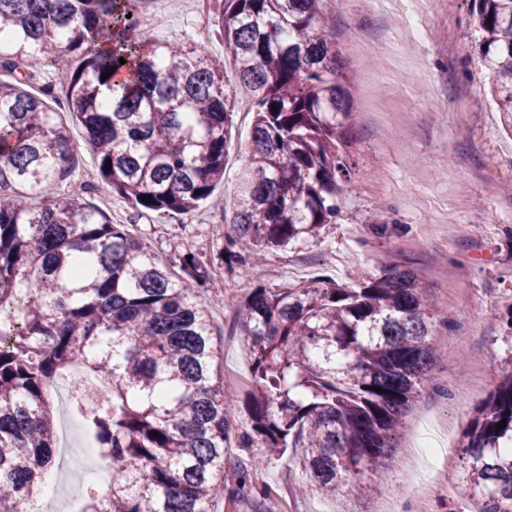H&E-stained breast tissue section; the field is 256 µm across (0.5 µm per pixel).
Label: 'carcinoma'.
I'll use <instances>...</instances> for the list:
<instances>
[{"label": "carcinoma", "mask_w": 512, "mask_h": 512, "mask_svg": "<svg viewBox=\"0 0 512 512\" xmlns=\"http://www.w3.org/2000/svg\"><path fill=\"white\" fill-rule=\"evenodd\" d=\"M146 2L0 0V307L20 305L15 322L0 324V512L35 501L56 447L52 386L66 375L79 390L76 367L109 384L107 399L78 396L74 410L112 473L106 499L87 485L76 512H212L224 487L230 404L220 348L185 281L218 301L224 284L194 256L173 276L146 234L75 198L29 203L64 180L74 150L47 103L51 86L33 87L46 60L103 188L136 211L188 214L224 179L233 127L224 63L155 43L142 28ZM324 2L218 0L235 85L254 101L230 200L225 250L235 257L263 256L336 221L353 135ZM469 4L477 54L512 128V0ZM243 316L253 382L244 398L264 447L301 449L323 498L350 475L380 478L431 379V336L448 324L418 275L392 265L355 288L258 287ZM463 437L485 512H512V358Z\"/></svg>", "instance_id": "carcinoma-1"}]
</instances>
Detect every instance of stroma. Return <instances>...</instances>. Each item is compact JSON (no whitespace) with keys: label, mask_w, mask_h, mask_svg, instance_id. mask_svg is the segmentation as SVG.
<instances>
[{"label":"stroma","mask_w":512,"mask_h":512,"mask_svg":"<svg viewBox=\"0 0 512 512\" xmlns=\"http://www.w3.org/2000/svg\"><path fill=\"white\" fill-rule=\"evenodd\" d=\"M216 8L215 0H148L144 22L157 43L222 57ZM325 9L351 79L356 135L340 217L318 237L278 248L258 270L247 261L222 260L220 248L233 234L228 202L238 185L240 153L230 151L223 183L191 214H141L98 188L83 130L66 113L60 119L76 147L74 170L44 194L79 195L130 233L146 232L157 261L171 268L189 251L213 267L224 282L223 303H211L206 289L195 293L209 307L221 347L219 372L232 391L245 390L251 377L239 309L253 288L314 278L356 284L393 264L416 271L452 321L431 338L432 382L404 420L386 480L363 498L351 483L337 497H316L294 453L270 458L262 443L242 447L251 420L241 402L227 418L228 463L256 459L260 465L250 469L246 485L226 487L218 512H381L391 504L399 512H482L459 443L497 381L499 362L512 356L503 320L512 305V132L501 122L489 73L475 52L468 0H413L406 10L391 0L373 10L360 0H326ZM379 224L387 225L386 234L376 233ZM456 384L469 386L465 398L454 396ZM425 417L451 425L455 448L451 458L434 461L440 482L416 498L407 472L431 462L413 446Z\"/></svg>","instance_id":"obj_1"}]
</instances>
